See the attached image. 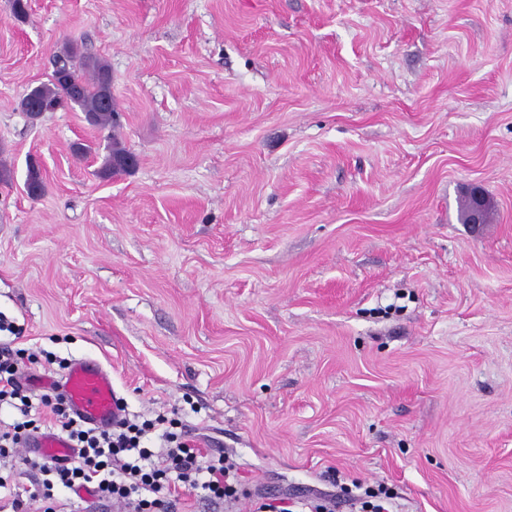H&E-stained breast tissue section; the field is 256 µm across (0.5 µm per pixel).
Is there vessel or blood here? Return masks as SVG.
Returning <instances> with one entry per match:
<instances>
[{"label":"vessel or blood","instance_id":"vessel-or-blood-1","mask_svg":"<svg viewBox=\"0 0 512 512\" xmlns=\"http://www.w3.org/2000/svg\"><path fill=\"white\" fill-rule=\"evenodd\" d=\"M57 384L72 411L86 423L108 427L122 415V403L112 382V372L102 363L90 358H75ZM35 447L51 457H69L73 443L64 435L48 432L39 436Z\"/></svg>","mask_w":512,"mask_h":512}]
</instances>
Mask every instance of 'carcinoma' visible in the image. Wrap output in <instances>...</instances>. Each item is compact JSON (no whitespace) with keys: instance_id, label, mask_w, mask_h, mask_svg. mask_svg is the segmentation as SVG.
<instances>
[{"instance_id":"1","label":"carcinoma","mask_w":512,"mask_h":512,"mask_svg":"<svg viewBox=\"0 0 512 512\" xmlns=\"http://www.w3.org/2000/svg\"><path fill=\"white\" fill-rule=\"evenodd\" d=\"M77 79V89H72L71 79ZM111 74L108 64L96 57L82 53L73 44L64 47L58 57L53 79L49 84L32 88L21 100L20 107L28 111L30 104H36L38 111L53 112L64 107H79L87 121L101 128L112 126L116 121L117 109L114 100H104V95L111 92ZM130 155V151L112 144L109 155L105 158L100 174L110 177L126 171L121 162ZM26 186L44 192L45 184L41 169L36 162H29Z\"/></svg>"}]
</instances>
